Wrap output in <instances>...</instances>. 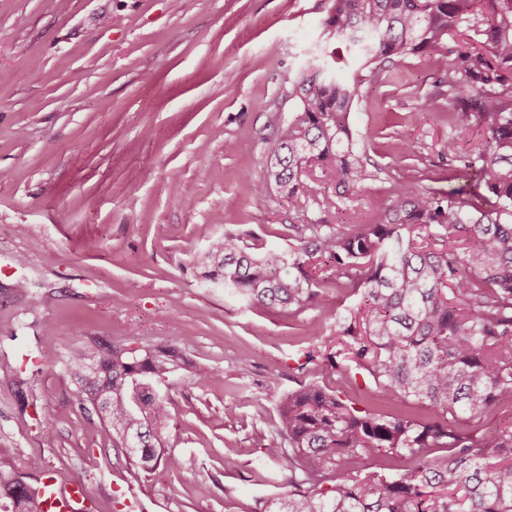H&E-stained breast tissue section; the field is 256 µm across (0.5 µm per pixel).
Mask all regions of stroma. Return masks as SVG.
Masks as SVG:
<instances>
[{
    "label": "stroma",
    "instance_id": "35a3bbf8",
    "mask_svg": "<svg viewBox=\"0 0 512 512\" xmlns=\"http://www.w3.org/2000/svg\"><path fill=\"white\" fill-rule=\"evenodd\" d=\"M329 0H0V472L82 480L86 512H264L287 494L279 395L310 382L348 406L389 403L369 373L308 360L311 322L200 283L212 238L287 251L298 207L253 189L294 114L305 61L339 47ZM349 115L376 168L325 217L372 224L397 192L447 190L452 130L429 54L388 64ZM175 349L172 419L155 470L134 466L81 410L69 369L93 343ZM208 383H199L202 375ZM233 467H226V459ZM208 485L199 495L198 485Z\"/></svg>",
    "mask_w": 512,
    "mask_h": 512
}]
</instances>
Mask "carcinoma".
Segmentation results:
<instances>
[{
	"label": "carcinoma",
	"mask_w": 512,
	"mask_h": 512,
	"mask_svg": "<svg viewBox=\"0 0 512 512\" xmlns=\"http://www.w3.org/2000/svg\"><path fill=\"white\" fill-rule=\"evenodd\" d=\"M325 27L364 59L368 73H332L334 57L312 56L295 84V115L271 151L255 203L274 187L324 211L372 177L353 143L348 117L365 80L385 64L427 52L435 94L448 121L480 126L473 156L448 138L441 157L446 192L396 195L377 223L339 231L312 225L286 252L252 251L238 234L214 239L201 278L252 305L295 316L333 289L361 297L363 309L336 318L334 342L386 397L426 402L433 416L359 415L338 393L307 384L282 397L276 438L265 454H288L296 479L266 512H512V422L478 437L459 435L449 417L512 405V0H331ZM469 41L448 45L455 33ZM321 176L310 177V167ZM484 187L486 194L476 192ZM288 266V276L279 268ZM163 347L142 354L117 346L71 358L75 395L92 406L104 439L128 450L144 471L162 458L169 409L160 386L178 370ZM444 453L393 477L337 476L343 460L384 452ZM11 512H40L33 487L0 478Z\"/></svg>",
	"instance_id": "obj_1"
}]
</instances>
